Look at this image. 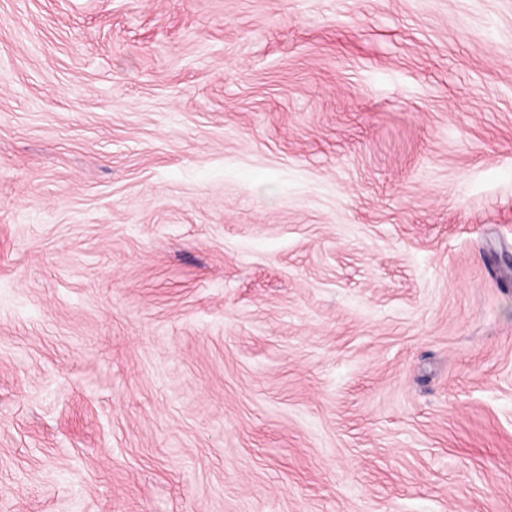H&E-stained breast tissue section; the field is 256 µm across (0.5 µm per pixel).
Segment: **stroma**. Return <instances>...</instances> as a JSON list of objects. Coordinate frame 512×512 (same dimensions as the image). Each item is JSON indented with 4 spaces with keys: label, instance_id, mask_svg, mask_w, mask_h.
<instances>
[{
    "label": "stroma",
    "instance_id": "35a3bbf8",
    "mask_svg": "<svg viewBox=\"0 0 512 512\" xmlns=\"http://www.w3.org/2000/svg\"><path fill=\"white\" fill-rule=\"evenodd\" d=\"M0 512H512V0H0Z\"/></svg>",
    "mask_w": 512,
    "mask_h": 512
}]
</instances>
